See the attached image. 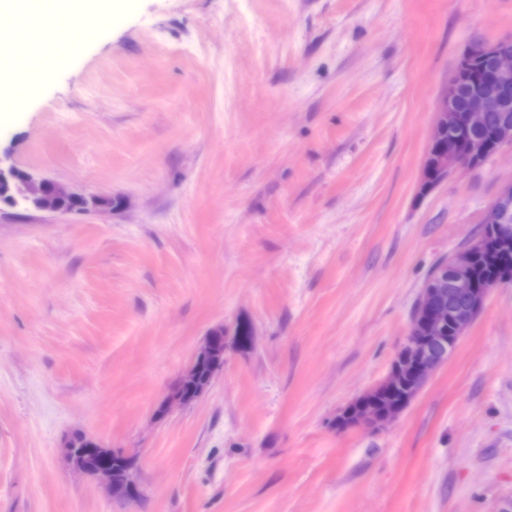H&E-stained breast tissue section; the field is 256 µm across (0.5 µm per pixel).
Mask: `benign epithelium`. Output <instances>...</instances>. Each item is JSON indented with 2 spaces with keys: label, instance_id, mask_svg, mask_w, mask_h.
Listing matches in <instances>:
<instances>
[{
  "label": "benign epithelium",
  "instance_id": "1",
  "mask_svg": "<svg viewBox=\"0 0 512 512\" xmlns=\"http://www.w3.org/2000/svg\"><path fill=\"white\" fill-rule=\"evenodd\" d=\"M483 65V75L465 82L458 76L448 80L433 123L425 156L426 176L419 192L428 194L433 188L462 168H474L484 157L487 144L477 132L492 112L500 113L494 138L499 146L512 144V38L480 47H468L460 56V67H468L474 57ZM18 169L9 156L0 153V198L9 191L8 206L34 209L47 213H68L60 206L62 198L81 201L78 212L111 208L107 197L85 195L60 182L26 174L16 189H11ZM483 223L504 238L512 237V180L503 184L498 195L486 209ZM482 246L476 239L472 244L446 258L436 279L425 284L415 301L406 343L397 352L390 373L406 379V392L398 400L376 403L373 397L383 392L390 377L365 392L354 401L346 428L364 427L379 430L394 421L417 396L428 378L451 354L448 339L459 342L467 328L484 308L490 289L478 286L473 270V250ZM224 370V327L210 330L196 349L189 365L164 396L158 411L167 413L174 406L188 407L209 389L214 378ZM89 447L82 452L95 457V466L76 460L77 449L65 444L66 456L73 467L98 479L108 490L112 485V454L104 445L87 437Z\"/></svg>",
  "mask_w": 512,
  "mask_h": 512
}]
</instances>
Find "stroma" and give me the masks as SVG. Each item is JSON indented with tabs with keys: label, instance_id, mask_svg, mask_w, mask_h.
<instances>
[{
	"label": "stroma",
	"instance_id": "obj_1",
	"mask_svg": "<svg viewBox=\"0 0 512 512\" xmlns=\"http://www.w3.org/2000/svg\"><path fill=\"white\" fill-rule=\"evenodd\" d=\"M0 111V151L117 205L0 206V512H500L512 498V286L399 419L336 431L406 341L432 265L479 237L512 144L418 193L463 50L512 0H112ZM46 15L0 75L59 48ZM251 349L155 410L215 327ZM83 431L138 494L75 475ZM83 27V16L80 13H71L68 23L69 39L66 50L56 56L29 62L24 67L15 70L11 91L12 107L14 110L18 107L23 108L30 93L45 82L55 69L65 64L71 56L77 55L81 51Z\"/></svg>",
	"mask_w": 512,
	"mask_h": 512
}]
</instances>
